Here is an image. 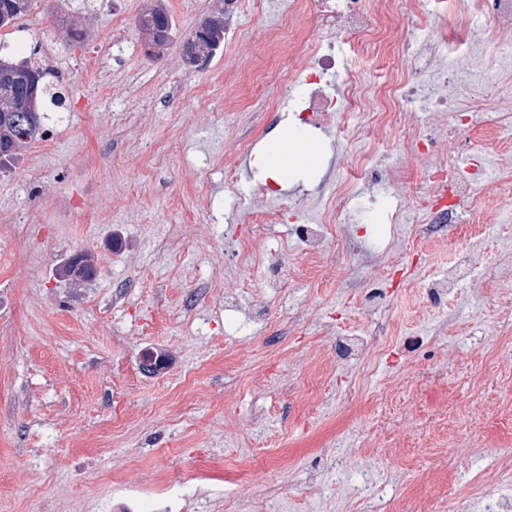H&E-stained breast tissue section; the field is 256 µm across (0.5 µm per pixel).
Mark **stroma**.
<instances>
[{"instance_id":"obj_1","label":"stroma","mask_w":512,"mask_h":512,"mask_svg":"<svg viewBox=\"0 0 512 512\" xmlns=\"http://www.w3.org/2000/svg\"><path fill=\"white\" fill-rule=\"evenodd\" d=\"M162 2L173 20L150 52L140 13ZM224 0H35L0 43L42 44L63 77L65 109L45 114L50 140L0 173V512H487L512 500V285L487 274L512 250V165L495 145L471 221L390 229L339 224L318 257L296 242L295 201L316 206L328 174L351 194L411 204L426 168L397 139L370 137L400 172L369 181L347 113L314 131L324 165L275 181L255 160L280 126L299 128L297 85L251 91L246 62L287 5L238 12V35L190 67L182 43ZM75 24L85 39L67 41ZM337 90L365 109L411 70L363 57L351 35L321 30ZM224 115L222 124L210 113ZM253 140L251 153L237 141ZM248 168L283 222L257 230L231 209L224 162ZM252 241L250 256L238 244ZM288 249L294 277L270 290L261 257ZM86 253L91 281L62 277ZM468 255L483 275L437 304L424 287ZM266 322L235 332L252 308ZM380 356L337 360L338 333ZM408 336L426 338L415 349ZM167 356L147 374L142 358ZM484 473L485 496L469 489Z\"/></svg>"}]
</instances>
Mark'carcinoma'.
<instances>
[{
  "label": "carcinoma",
  "instance_id": "cac0c4a2",
  "mask_svg": "<svg viewBox=\"0 0 512 512\" xmlns=\"http://www.w3.org/2000/svg\"><path fill=\"white\" fill-rule=\"evenodd\" d=\"M32 2L34 0H0V29L24 16ZM204 21L207 28L196 50L184 55L190 65L207 62L224 43V12L210 15ZM160 26L169 31L173 22L159 3L144 10L138 18V29L148 39ZM53 76L55 72L51 68L35 66L27 59L15 61L0 56V169L6 168L20 149L43 137L41 104L50 93Z\"/></svg>",
  "mask_w": 512,
  "mask_h": 512
}]
</instances>
